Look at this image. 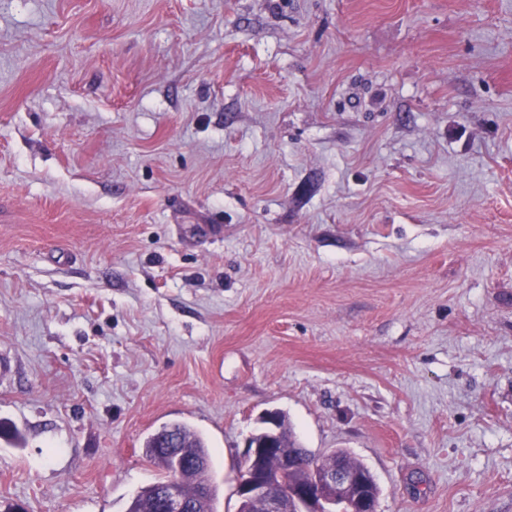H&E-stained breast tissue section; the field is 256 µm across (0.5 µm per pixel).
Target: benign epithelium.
Listing matches in <instances>:
<instances>
[{"label":"benign epithelium","mask_w":512,"mask_h":512,"mask_svg":"<svg viewBox=\"0 0 512 512\" xmlns=\"http://www.w3.org/2000/svg\"><path fill=\"white\" fill-rule=\"evenodd\" d=\"M267 446L256 444L247 447L242 462L237 494L241 504L260 503L264 512H336V499L362 482V477L338 465L331 470L311 467L305 483H288V470L292 468V454L287 448H275L274 433L278 432L273 419H268ZM276 449L281 462V472L273 475L264 467L267 452ZM193 461L185 451L175 448L170 453L171 478L162 492L164 512H192V504L184 494L179 476L186 465Z\"/></svg>","instance_id":"obj_1"}]
</instances>
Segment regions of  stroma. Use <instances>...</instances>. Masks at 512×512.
<instances>
[{
    "label": "stroma",
    "mask_w": 512,
    "mask_h": 512,
    "mask_svg": "<svg viewBox=\"0 0 512 512\" xmlns=\"http://www.w3.org/2000/svg\"><path fill=\"white\" fill-rule=\"evenodd\" d=\"M282 412L378 512H512V0H0V512H126ZM176 439L178 444L184 448H190L192 455L198 459L205 460L206 466L198 465L193 458L188 456L180 448L172 449L170 453V471L171 478L163 489L164 484L169 479V471L166 460V449L172 439ZM144 456L146 460L157 467L161 476L152 484L142 488L131 499L127 512H158L160 494L162 492L163 512H193L192 504L184 494L180 484L179 476L189 462L195 465V469L185 471L182 476V482L187 491L192 492L195 487L202 484L198 492L207 494L210 492V483L206 475L210 467V457L204 439L193 429L182 423H169L163 425L160 429L150 434L144 441ZM208 462V466H207ZM201 468H198L200 467ZM208 482L209 484H205ZM213 487V486H212ZM216 496V488L200 498L197 501L196 512H214L213 502Z\"/></svg>",
    "instance_id": "1"
}]
</instances>
